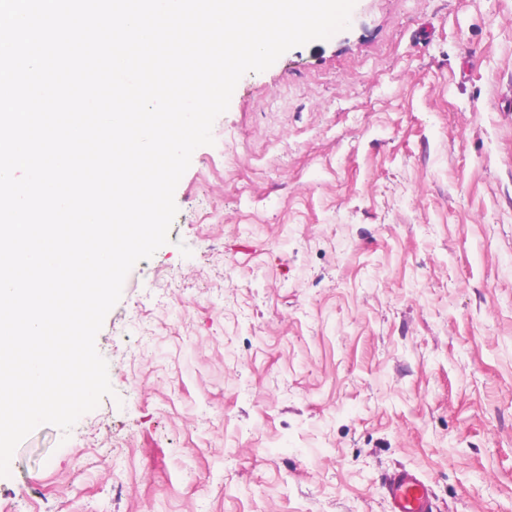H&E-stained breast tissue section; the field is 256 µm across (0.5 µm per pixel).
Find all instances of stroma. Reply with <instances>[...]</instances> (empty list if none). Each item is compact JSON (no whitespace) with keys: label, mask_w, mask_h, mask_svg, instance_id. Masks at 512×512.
I'll return each mask as SVG.
<instances>
[{"label":"stroma","mask_w":512,"mask_h":512,"mask_svg":"<svg viewBox=\"0 0 512 512\" xmlns=\"http://www.w3.org/2000/svg\"><path fill=\"white\" fill-rule=\"evenodd\" d=\"M212 134L0 512H512V0H356ZM386 490L390 512H434L429 486L413 472L394 474Z\"/></svg>","instance_id":"stroma-1"}]
</instances>
